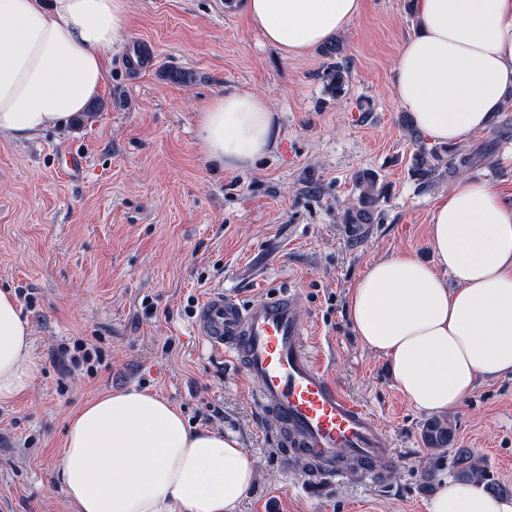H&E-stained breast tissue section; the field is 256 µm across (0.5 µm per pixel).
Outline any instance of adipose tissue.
Segmentation results:
<instances>
[{
    "mask_svg": "<svg viewBox=\"0 0 512 512\" xmlns=\"http://www.w3.org/2000/svg\"><path fill=\"white\" fill-rule=\"evenodd\" d=\"M363 0H245L267 42L301 57L344 33ZM418 27L392 91L431 142L464 145L512 106V0H416ZM128 28L127 0H0V138L31 140L86 111ZM267 97L230 92L198 113L205 160L229 170L274 147ZM427 244L437 264L378 259L348 297L363 346L389 358L417 410L445 415L481 381L512 374V205L468 177L441 194ZM456 289H449L448 279ZM32 330L0 289V407L32 388ZM73 512H236L257 477L234 437L198 430L162 396L129 389L71 416L58 470ZM427 512H512V496L443 480Z\"/></svg>",
    "mask_w": 512,
    "mask_h": 512,
    "instance_id": "adipose-tissue-1",
    "label": "adipose tissue"
}]
</instances>
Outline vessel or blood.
Wrapping results in <instances>:
<instances>
[{
    "label": "vessel or blood",
    "instance_id": "1",
    "mask_svg": "<svg viewBox=\"0 0 512 512\" xmlns=\"http://www.w3.org/2000/svg\"><path fill=\"white\" fill-rule=\"evenodd\" d=\"M196 331L256 386L259 408L276 417L292 456L315 479L378 476L393 466L396 450L373 416L317 362L293 290L247 303L214 291L199 308Z\"/></svg>",
    "mask_w": 512,
    "mask_h": 512
}]
</instances>
